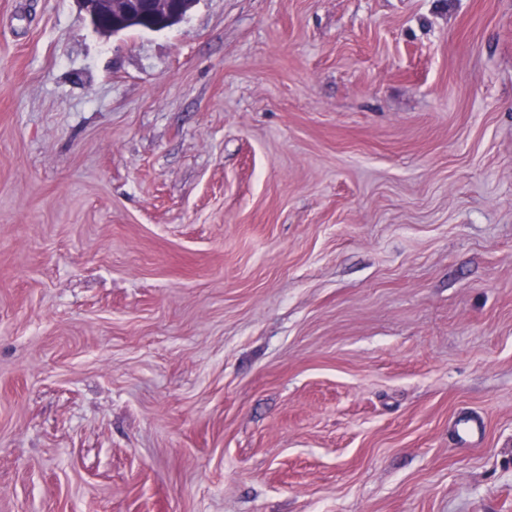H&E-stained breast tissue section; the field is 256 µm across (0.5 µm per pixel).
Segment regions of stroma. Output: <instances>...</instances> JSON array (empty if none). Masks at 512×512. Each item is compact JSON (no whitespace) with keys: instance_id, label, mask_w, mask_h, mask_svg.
Wrapping results in <instances>:
<instances>
[{"instance_id":"35a3bbf8","label":"stroma","mask_w":512,"mask_h":512,"mask_svg":"<svg viewBox=\"0 0 512 512\" xmlns=\"http://www.w3.org/2000/svg\"><path fill=\"white\" fill-rule=\"evenodd\" d=\"M0 512H512V0H0ZM78 1L96 30L101 33L117 34L127 30L131 25L150 31L170 28L184 18L195 0Z\"/></svg>"}]
</instances>
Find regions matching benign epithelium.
I'll return each instance as SVG.
<instances>
[{"label":"benign epithelium","mask_w":512,"mask_h":512,"mask_svg":"<svg viewBox=\"0 0 512 512\" xmlns=\"http://www.w3.org/2000/svg\"><path fill=\"white\" fill-rule=\"evenodd\" d=\"M194 0H80L92 26L117 34L136 26L161 31L179 23Z\"/></svg>","instance_id":"1"}]
</instances>
